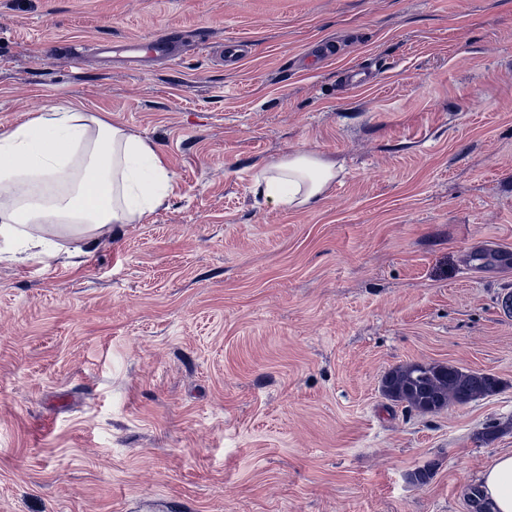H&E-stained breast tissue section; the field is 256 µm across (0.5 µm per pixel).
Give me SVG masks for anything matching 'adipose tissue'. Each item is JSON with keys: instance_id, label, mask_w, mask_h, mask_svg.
Segmentation results:
<instances>
[{"instance_id": "adipose-tissue-1", "label": "adipose tissue", "mask_w": 512, "mask_h": 512, "mask_svg": "<svg viewBox=\"0 0 512 512\" xmlns=\"http://www.w3.org/2000/svg\"><path fill=\"white\" fill-rule=\"evenodd\" d=\"M338 172L299 151L265 164L255 184L291 209L315 207ZM174 189L157 147L76 105H51L0 129V257L44 247L53 229L86 254L99 230L152 213ZM484 512H512V451L496 454L474 491Z\"/></svg>"}]
</instances>
